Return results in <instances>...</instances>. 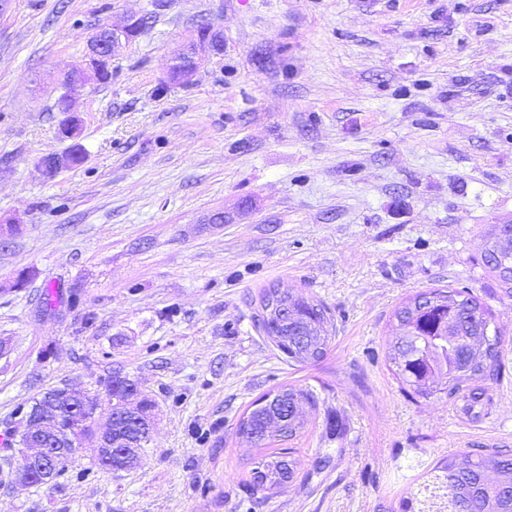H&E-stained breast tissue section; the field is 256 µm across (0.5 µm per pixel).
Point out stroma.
Returning <instances> with one entry per match:
<instances>
[{
    "label": "stroma",
    "mask_w": 512,
    "mask_h": 512,
    "mask_svg": "<svg viewBox=\"0 0 512 512\" xmlns=\"http://www.w3.org/2000/svg\"><path fill=\"white\" fill-rule=\"evenodd\" d=\"M148 9L63 137L64 70ZM203 23L223 47L167 83ZM76 144L82 164L43 174ZM501 224L512 0H0V456L46 389L121 373L156 403L137 469L81 456L56 485H0V512H402L448 458L512 452V297L485 262ZM272 284L328 308L320 361L255 330ZM443 287L505 347L469 411L407 395L389 359L394 311ZM283 386L315 402L293 478L259 490L273 450L237 425Z\"/></svg>",
    "instance_id": "35a3bbf8"
}]
</instances>
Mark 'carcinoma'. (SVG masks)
<instances>
[{"instance_id": "carcinoma-1", "label": "carcinoma", "mask_w": 512, "mask_h": 512, "mask_svg": "<svg viewBox=\"0 0 512 512\" xmlns=\"http://www.w3.org/2000/svg\"><path fill=\"white\" fill-rule=\"evenodd\" d=\"M512 265V250L501 253L491 270L512 294L502 266ZM398 334L391 361L401 382L422 397L445 393L461 398L466 408L480 397V383L498 374L502 346L490 338L493 315L480 300L450 288H436L410 299L394 313ZM331 318L321 303L274 285L259 296L255 328L270 337L289 364L322 359L328 350ZM107 389L109 409L119 412L115 427L121 435H138L145 428L154 404L125 376ZM313 403V393L294 387L269 392L252 403L238 432L248 441L266 446L291 440L304 428L302 403ZM291 452H281L257 462L254 483L263 489L282 485L283 470H294ZM443 483L450 512H512V454L480 449L465 452L444 464Z\"/></svg>"}]
</instances>
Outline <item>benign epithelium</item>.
Listing matches in <instances>:
<instances>
[{"label": "benign epithelium", "mask_w": 512, "mask_h": 512, "mask_svg": "<svg viewBox=\"0 0 512 512\" xmlns=\"http://www.w3.org/2000/svg\"><path fill=\"white\" fill-rule=\"evenodd\" d=\"M141 19L142 16L132 14L127 16L120 26H104V29L109 32V41L91 40L86 67L65 72L64 79L67 80L74 75L96 79L103 72L109 70L115 49L120 44L129 42L135 36L137 25ZM211 34H213V30L210 25H201L199 32L191 39L187 49L174 58L173 63L175 64L182 62L185 56L190 59V65L184 67L179 74L180 81L188 80L205 56L213 50V44L209 38ZM56 394H58V400L66 404L65 410L72 413L73 417L81 419L88 415L91 420H96L99 405L87 402L82 391L72 387H63L57 389ZM21 424L23 430L17 434V437H25L27 441L19 444V448L16 449L20 466L17 467L14 485L25 488L34 485H53L54 473H48L42 467L46 456L50 454L58 456L60 460L67 463L73 456L83 452L84 445L89 443L93 447L96 463H101L111 469L120 465L128 467L134 462L131 456L133 450L148 446L152 437V426L150 425L147 426L146 435L140 441L127 436L120 437L116 435L111 422L105 429L96 430V436L91 440L82 434L83 423L81 422L66 434L61 435L53 427V421L41 419L31 412L22 415Z\"/></svg>", "instance_id": "7a95c632"}]
</instances>
